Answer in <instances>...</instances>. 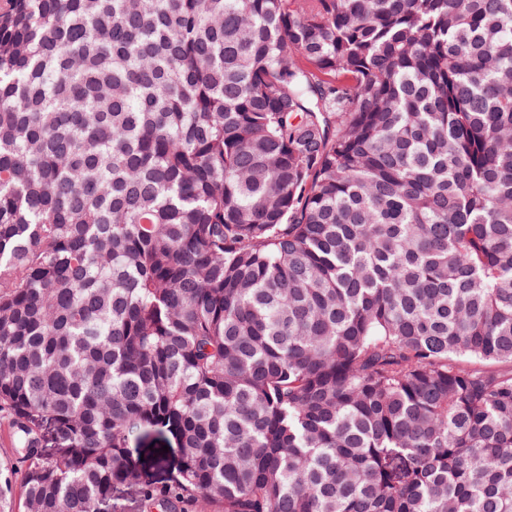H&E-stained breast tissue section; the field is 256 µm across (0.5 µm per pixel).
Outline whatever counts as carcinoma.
Wrapping results in <instances>:
<instances>
[{
  "label": "carcinoma",
  "instance_id": "cac0c4a2",
  "mask_svg": "<svg viewBox=\"0 0 512 512\" xmlns=\"http://www.w3.org/2000/svg\"><path fill=\"white\" fill-rule=\"evenodd\" d=\"M0 419L25 512H512V0H8ZM156 434L149 429H145L143 427H137L133 429H129V441L131 448H137L139 451H143L144 461L143 465L146 469L147 473L152 476L154 479L162 480L169 475V472L173 470L174 466L177 464L179 459V452L176 447V444L172 440V446L169 447L167 452V462L168 465L165 468L157 469L152 461V457L150 455L151 448L147 446L150 445L156 438ZM140 493L136 486H123L112 495V501L102 507V512H143Z\"/></svg>",
  "mask_w": 512,
  "mask_h": 512
}]
</instances>
